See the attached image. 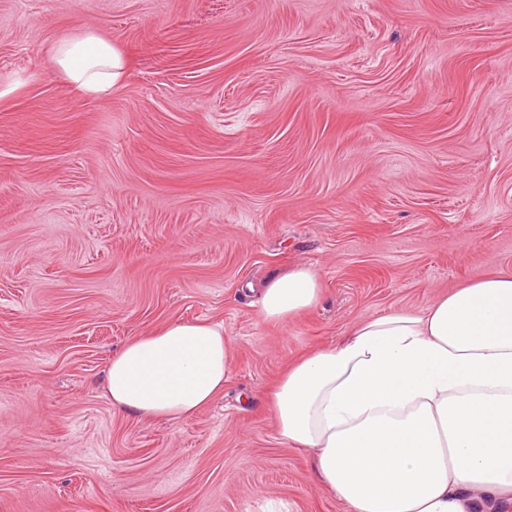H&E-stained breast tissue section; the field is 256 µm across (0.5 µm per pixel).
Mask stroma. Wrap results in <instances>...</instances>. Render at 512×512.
<instances>
[{
    "label": "stroma",
    "mask_w": 512,
    "mask_h": 512,
    "mask_svg": "<svg viewBox=\"0 0 512 512\" xmlns=\"http://www.w3.org/2000/svg\"><path fill=\"white\" fill-rule=\"evenodd\" d=\"M128 59L78 95L50 56ZM0 512H349L277 439L287 367L512 268V0H0ZM296 266L319 303L256 296ZM224 325V392L114 410L131 337ZM50 52L69 83L87 97H106L125 79L123 52L92 30L55 39ZM320 297L318 274L299 266L271 278L259 292V305L266 321L286 323L316 305Z\"/></svg>",
    "instance_id": "obj_1"
}]
</instances>
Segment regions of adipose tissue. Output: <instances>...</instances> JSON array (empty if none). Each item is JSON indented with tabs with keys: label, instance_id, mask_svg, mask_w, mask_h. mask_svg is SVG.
<instances>
[{
	"label": "adipose tissue",
	"instance_id": "ef3b65f1",
	"mask_svg": "<svg viewBox=\"0 0 512 512\" xmlns=\"http://www.w3.org/2000/svg\"><path fill=\"white\" fill-rule=\"evenodd\" d=\"M50 52L88 97L126 76L123 52L91 30ZM320 297L318 274L299 266L271 278L259 305L284 323ZM230 362L223 323L179 321L115 353L106 392L130 415L177 421L223 392ZM269 403L278 437L315 450L319 479L350 512H512V269L422 313L360 322L291 364Z\"/></svg>",
	"mask_w": 512,
	"mask_h": 512
}]
</instances>
